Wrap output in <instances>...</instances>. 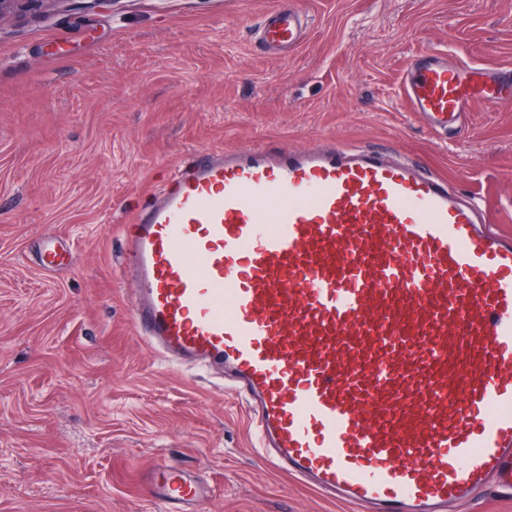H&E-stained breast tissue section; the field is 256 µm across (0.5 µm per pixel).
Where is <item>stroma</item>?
<instances>
[{
	"mask_svg": "<svg viewBox=\"0 0 512 512\" xmlns=\"http://www.w3.org/2000/svg\"><path fill=\"white\" fill-rule=\"evenodd\" d=\"M282 2L46 0L0 21V512H156L159 453L212 485L199 512H358L258 457L221 374L135 335L122 228L180 163L273 141L387 144L512 231V108L436 133L400 91L429 49L512 71V0H303V43L262 53ZM51 238L70 258L46 270Z\"/></svg>",
	"mask_w": 512,
	"mask_h": 512,
	"instance_id": "35a3bbf8",
	"label": "stroma"
}]
</instances>
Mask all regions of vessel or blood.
<instances>
[{"mask_svg": "<svg viewBox=\"0 0 512 512\" xmlns=\"http://www.w3.org/2000/svg\"><path fill=\"white\" fill-rule=\"evenodd\" d=\"M308 20L289 0L262 48H296ZM402 98L441 132L511 105L512 75L430 49ZM123 236L135 331L221 368L280 472L372 512L512 491V234L445 176L373 144L205 152ZM145 489L160 512L210 494L164 458Z\"/></svg>", "mask_w": 512, "mask_h": 512, "instance_id": "b4317fda", "label": "vessel or blood"}]
</instances>
